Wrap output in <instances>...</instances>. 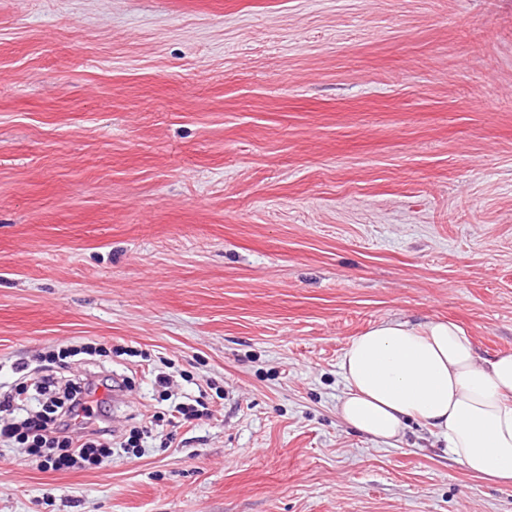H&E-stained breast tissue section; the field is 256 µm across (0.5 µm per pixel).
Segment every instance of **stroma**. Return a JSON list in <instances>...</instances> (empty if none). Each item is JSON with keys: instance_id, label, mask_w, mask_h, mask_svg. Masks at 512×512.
Returning a JSON list of instances; mask_svg holds the SVG:
<instances>
[{"instance_id": "stroma-1", "label": "stroma", "mask_w": 512, "mask_h": 512, "mask_svg": "<svg viewBox=\"0 0 512 512\" xmlns=\"http://www.w3.org/2000/svg\"><path fill=\"white\" fill-rule=\"evenodd\" d=\"M427 318L512 352V0H0V387L90 343L150 430L0 442V512H512L336 414L351 338Z\"/></svg>"}]
</instances>
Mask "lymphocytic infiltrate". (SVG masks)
I'll list each match as a JSON object with an SVG mask.
<instances>
[{"mask_svg": "<svg viewBox=\"0 0 512 512\" xmlns=\"http://www.w3.org/2000/svg\"><path fill=\"white\" fill-rule=\"evenodd\" d=\"M66 350L43 357V376L36 384L40 409L0 427V438L26 445L29 455L45 469L100 468L116 452H129L142 441L141 429L127 439L112 433L110 421L99 418L91 397L102 385L98 373L59 380Z\"/></svg>", "mask_w": 512, "mask_h": 512, "instance_id": "1", "label": "lymphocytic infiltrate"}]
</instances>
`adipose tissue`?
Listing matches in <instances>:
<instances>
[{"label":"adipose tissue","mask_w":512,"mask_h":512,"mask_svg":"<svg viewBox=\"0 0 512 512\" xmlns=\"http://www.w3.org/2000/svg\"><path fill=\"white\" fill-rule=\"evenodd\" d=\"M340 370L346 425L391 446L416 422L473 475L512 484L511 352L481 356L452 321L388 319L351 339Z\"/></svg>","instance_id":"obj_1"}]
</instances>
